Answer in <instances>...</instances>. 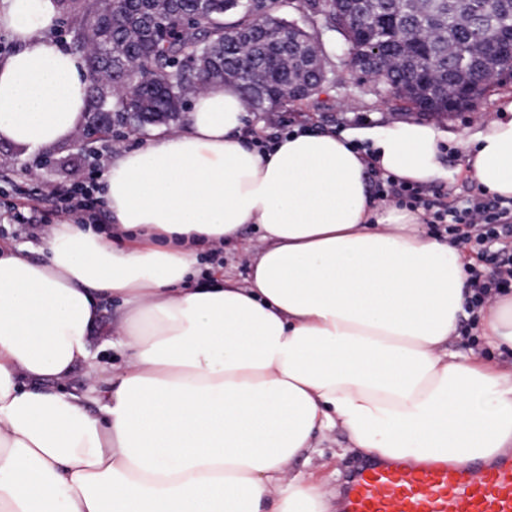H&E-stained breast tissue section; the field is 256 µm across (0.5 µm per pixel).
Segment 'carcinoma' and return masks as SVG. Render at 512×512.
<instances>
[{
	"label": "carcinoma",
	"instance_id": "1",
	"mask_svg": "<svg viewBox=\"0 0 512 512\" xmlns=\"http://www.w3.org/2000/svg\"><path fill=\"white\" fill-rule=\"evenodd\" d=\"M71 22L75 48L89 73L88 124L103 114L130 132L175 124L185 101L207 83L235 82L255 112L311 97L328 80L312 71L314 35L302 23L272 13L267 29L249 0H59ZM309 15H321L349 54L374 74L397 99L433 113H448L442 88L464 89L470 102L486 86L470 83V64L481 60L488 72L511 69L512 60L483 54L512 25V0H300ZM398 18L383 31L392 64L366 52L368 37L358 25L375 18ZM290 26L294 43L282 49L275 29Z\"/></svg>",
	"mask_w": 512,
	"mask_h": 512
}]
</instances>
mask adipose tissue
<instances>
[{"mask_svg": "<svg viewBox=\"0 0 512 512\" xmlns=\"http://www.w3.org/2000/svg\"><path fill=\"white\" fill-rule=\"evenodd\" d=\"M6 3L20 47L0 60V142L72 140L88 75L43 34L57 0ZM246 112L238 85H205L181 128L109 164V228L51 225L41 260L0 241V512H330L318 482L285 473L333 430L384 458L512 446V373L448 349L472 294L458 244L369 179L447 177V131L305 130L259 150ZM466 175L512 198V98ZM249 225L265 246L247 285L199 283ZM474 331L512 352V295ZM97 343L123 364H97ZM82 366L85 387L66 388Z\"/></svg>", "mask_w": 512, "mask_h": 512, "instance_id": "obj_1", "label": "adipose tissue"}]
</instances>
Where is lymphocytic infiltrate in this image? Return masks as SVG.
I'll list each match as a JSON object with an SVG mask.
<instances>
[{"label": "lymphocytic infiltrate", "instance_id": "1", "mask_svg": "<svg viewBox=\"0 0 512 512\" xmlns=\"http://www.w3.org/2000/svg\"><path fill=\"white\" fill-rule=\"evenodd\" d=\"M376 196L413 210L422 211L435 233L447 234L451 240L464 243L477 260L492 262L497 267L494 277L470 268L472 296L468 313H476L495 296L512 291V199L486 201L478 192L461 205L443 201L429 187L409 184L393 177L377 182Z\"/></svg>", "mask_w": 512, "mask_h": 512}]
</instances>
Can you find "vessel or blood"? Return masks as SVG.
Instances as JSON below:
<instances>
[{
    "label": "vessel or blood",
    "mask_w": 512,
    "mask_h": 512,
    "mask_svg": "<svg viewBox=\"0 0 512 512\" xmlns=\"http://www.w3.org/2000/svg\"><path fill=\"white\" fill-rule=\"evenodd\" d=\"M339 512H512V455L376 459L349 475Z\"/></svg>",
    "instance_id": "b4317fda"
}]
</instances>
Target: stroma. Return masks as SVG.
<instances>
[{
  "mask_svg": "<svg viewBox=\"0 0 512 512\" xmlns=\"http://www.w3.org/2000/svg\"><path fill=\"white\" fill-rule=\"evenodd\" d=\"M271 10L289 20L305 19L308 30L320 40L330 74L328 82L311 98L285 109L254 113L248 124L259 135L275 132L282 124L327 130L390 126L416 119V112L402 108L378 92L374 83L359 80L351 73L346 52L336 50L335 36L325 30L321 16H303L296 0H275ZM505 94H512V79L489 88L474 111L434 119L435 124L454 136L444 156L448 176L435 182L454 201H462L472 189L471 182L462 174L469 151L467 141L482 119L493 115L500 96ZM155 132V127L150 126L138 133L113 136L97 143L93 154L79 149L73 141L35 150L0 142V238L39 243L42 229L68 219L67 214L56 209L59 195L68 192L75 182L106 171L109 162L122 152L146 146ZM27 193L37 196L39 207L38 226L29 230L15 219L16 213L23 210V196ZM260 245V233L254 229L245 231L243 244L225 245L221 253L225 276L244 281L248 264ZM366 460V455L350 447L346 437L336 432L308 459L295 463L290 473L312 476L326 491L334 493L341 488L346 475Z\"/></svg>",
  "mask_w": 512,
  "mask_h": 512,
  "instance_id": "35a3bbf8",
  "label": "stroma"
}]
</instances>
